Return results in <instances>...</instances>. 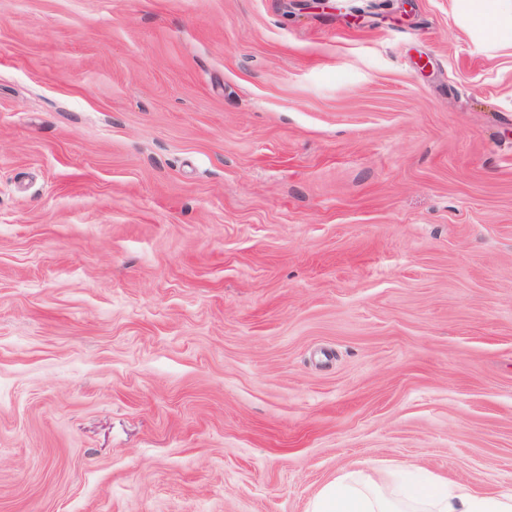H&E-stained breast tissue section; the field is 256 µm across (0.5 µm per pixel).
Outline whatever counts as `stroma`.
I'll return each instance as SVG.
<instances>
[{"label":"stroma","mask_w":512,"mask_h":512,"mask_svg":"<svg viewBox=\"0 0 512 512\" xmlns=\"http://www.w3.org/2000/svg\"><path fill=\"white\" fill-rule=\"evenodd\" d=\"M512 495V0H0V512ZM512 497L486 496L466 483L417 477L404 466L354 469L324 486L308 512H511Z\"/></svg>","instance_id":"1"}]
</instances>
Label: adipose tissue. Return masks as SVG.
Segmentation results:
<instances>
[{
  "mask_svg": "<svg viewBox=\"0 0 512 512\" xmlns=\"http://www.w3.org/2000/svg\"><path fill=\"white\" fill-rule=\"evenodd\" d=\"M309 512H512V497L486 496L466 483L417 477L397 466L354 469L324 486Z\"/></svg>",
  "mask_w": 512,
  "mask_h": 512,
  "instance_id": "adipose-tissue-1",
  "label": "adipose tissue"
}]
</instances>
